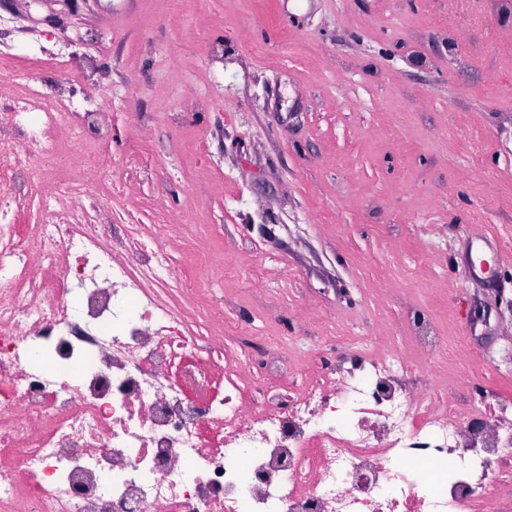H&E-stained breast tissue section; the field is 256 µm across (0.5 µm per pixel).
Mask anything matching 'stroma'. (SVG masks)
Here are the masks:
<instances>
[{"label": "stroma", "mask_w": 512, "mask_h": 512, "mask_svg": "<svg viewBox=\"0 0 512 512\" xmlns=\"http://www.w3.org/2000/svg\"><path fill=\"white\" fill-rule=\"evenodd\" d=\"M22 24L103 43L108 152L128 192L174 172V215L259 244L287 296L372 333L444 315L471 353L512 350V5L506 0H5ZM222 45L223 58L211 50ZM152 135L141 140L140 124ZM243 200L224 214L225 181ZM441 230L434 260L415 249Z\"/></svg>", "instance_id": "1"}]
</instances>
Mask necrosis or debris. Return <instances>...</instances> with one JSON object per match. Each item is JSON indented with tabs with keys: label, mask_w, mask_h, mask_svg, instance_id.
Returning <instances> with one entry per match:
<instances>
[{
	"label": "necrosis or debris",
	"mask_w": 512,
	"mask_h": 512,
	"mask_svg": "<svg viewBox=\"0 0 512 512\" xmlns=\"http://www.w3.org/2000/svg\"><path fill=\"white\" fill-rule=\"evenodd\" d=\"M0 13V512H512V400L457 397L430 321L338 334L256 251L266 333L207 288L211 227L132 203L103 153L111 92ZM56 77L44 82V64Z\"/></svg>",
	"instance_id": "4bbe7bcc"
}]
</instances>
